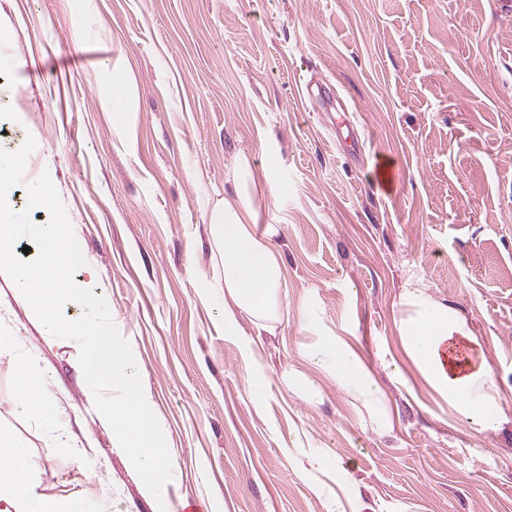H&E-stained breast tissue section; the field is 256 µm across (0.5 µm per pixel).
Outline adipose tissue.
<instances>
[{"mask_svg": "<svg viewBox=\"0 0 512 512\" xmlns=\"http://www.w3.org/2000/svg\"><path fill=\"white\" fill-rule=\"evenodd\" d=\"M239 189L235 198L224 199L209 216L212 242L221 263L215 287L224 293V331L236 333L240 316H247L262 329L279 321L283 311L284 259L273 243L279 229L269 226L265 234L254 231V213L248 188L254 181L248 161L237 167ZM406 314L398 322L404 354L431 392L448 403L478 433L493 429L502 415L494 372L479 342L448 305L425 291L408 293ZM303 330L315 333L304 357L314 374L294 371L283 379L287 389L306 402L322 398L319 376H326L338 391L350 398L363 423L377 428L389 424L383 390L369 376L356 352L352 337L321 333L312 301L299 310ZM14 405L16 411L51 428L59 420L57 400L44 380L24 363H16ZM37 464L28 448L10 431L0 428V512H98L83 497L66 500L38 490Z\"/></svg>", "mask_w": 512, "mask_h": 512, "instance_id": "obj_1", "label": "adipose tissue"}]
</instances>
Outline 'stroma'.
<instances>
[{
    "label": "stroma",
    "mask_w": 512,
    "mask_h": 512,
    "mask_svg": "<svg viewBox=\"0 0 512 512\" xmlns=\"http://www.w3.org/2000/svg\"><path fill=\"white\" fill-rule=\"evenodd\" d=\"M130 79L126 120L104 107ZM324 79L346 111L305 95ZM353 127L362 153L336 139ZM34 138L11 205L49 171L85 259L138 360L171 455L156 502L96 411L78 350L46 341L0 273V427L42 492L100 512H512V0H0V147ZM254 173L256 233L275 224L287 311L274 332L225 334L208 218ZM399 182L375 184L376 161ZM415 289L478 338L503 406L478 434L425 386L397 324ZM348 328L391 424L360 422L321 378L311 405L281 375ZM251 341L256 364L239 356ZM59 402L63 443L13 406L14 360ZM263 377L264 399L251 385Z\"/></svg>",
    "instance_id": "1"
}]
</instances>
